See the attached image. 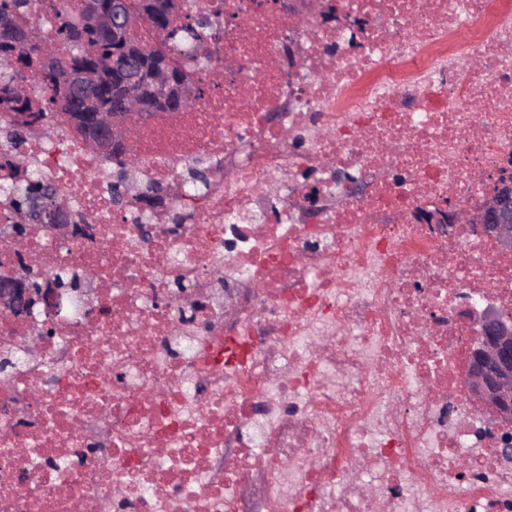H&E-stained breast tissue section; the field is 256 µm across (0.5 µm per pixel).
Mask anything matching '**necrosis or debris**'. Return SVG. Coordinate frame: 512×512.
Masks as SVG:
<instances>
[{"mask_svg":"<svg viewBox=\"0 0 512 512\" xmlns=\"http://www.w3.org/2000/svg\"><path fill=\"white\" fill-rule=\"evenodd\" d=\"M333 2L297 27L287 0H183L221 6L219 56L183 59L224 81L130 141L166 211L116 207V161L69 126L0 132V225L35 172L90 228L32 225L37 273H95L0 372V512H242L254 481L264 512H512L455 321L512 309V258L414 217L477 206L512 153V0Z\"/></svg>","mask_w":512,"mask_h":512,"instance_id":"obj_1","label":"necrosis or debris"}]
</instances>
